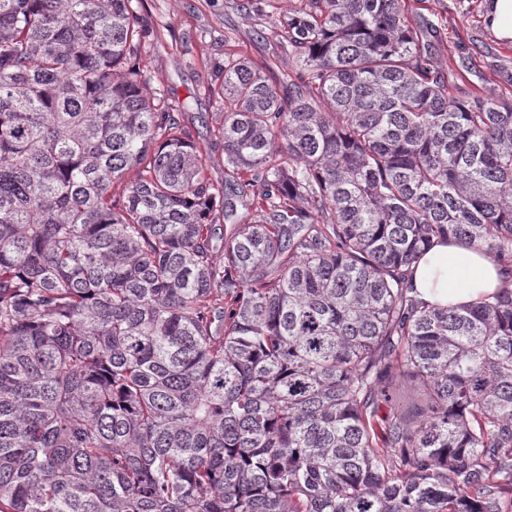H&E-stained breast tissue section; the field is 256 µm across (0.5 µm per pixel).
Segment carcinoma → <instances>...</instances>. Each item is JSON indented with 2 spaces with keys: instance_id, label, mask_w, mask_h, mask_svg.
Segmentation results:
<instances>
[{
  "instance_id": "carcinoma-1",
  "label": "carcinoma",
  "mask_w": 512,
  "mask_h": 512,
  "mask_svg": "<svg viewBox=\"0 0 512 512\" xmlns=\"http://www.w3.org/2000/svg\"><path fill=\"white\" fill-rule=\"evenodd\" d=\"M405 6L224 53L219 188L142 0H0V512H512V283L408 287L441 236L512 274V98L448 96Z\"/></svg>"
}]
</instances>
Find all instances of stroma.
I'll use <instances>...</instances> for the list:
<instances>
[{"mask_svg":"<svg viewBox=\"0 0 512 512\" xmlns=\"http://www.w3.org/2000/svg\"><path fill=\"white\" fill-rule=\"evenodd\" d=\"M241 0H144L155 34L143 45L145 91L173 109L207 153L206 175L223 184L224 121L220 84L224 53L251 59L275 77L296 64L265 13ZM409 17L432 67L448 78L451 95L472 100L512 97V39L488 21L492 0H407Z\"/></svg>","mask_w":512,"mask_h":512,"instance_id":"1","label":"stroma"}]
</instances>
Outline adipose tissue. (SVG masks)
<instances>
[{"mask_svg":"<svg viewBox=\"0 0 512 512\" xmlns=\"http://www.w3.org/2000/svg\"><path fill=\"white\" fill-rule=\"evenodd\" d=\"M409 278L413 297L446 307L479 302L508 276L483 249L449 239L434 243L413 265Z\"/></svg>","mask_w":512,"mask_h":512,"instance_id":"adipose-tissue-1","label":"adipose tissue"}]
</instances>
